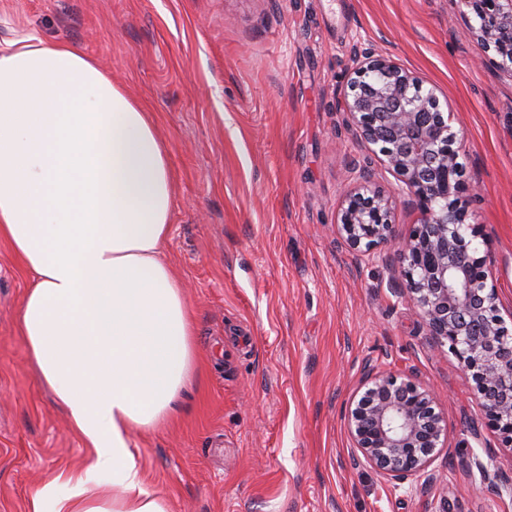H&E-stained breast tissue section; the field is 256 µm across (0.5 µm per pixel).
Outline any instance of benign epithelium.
<instances>
[{"mask_svg":"<svg viewBox=\"0 0 512 512\" xmlns=\"http://www.w3.org/2000/svg\"><path fill=\"white\" fill-rule=\"evenodd\" d=\"M472 13L475 33L492 52L488 62L512 77V0H460ZM336 111L357 138L372 146L398 184L385 190L371 158L353 163L358 175L343 194L338 232L357 262L388 267L394 293L415 308L431 343L448 346L482 399L486 423L512 445V331L497 304L488 254L467 222L469 187L458 162L453 114L441 110L434 90L388 56L360 46L356 66ZM420 213V223L397 242V202ZM356 464L376 470L398 487H422L441 475L429 470L444 447L447 427L432 391L412 374H392L367 364L346 407ZM468 473L512 494V477L474 454Z\"/></svg>","mask_w":512,"mask_h":512,"instance_id":"1","label":"benign epithelium"}]
</instances>
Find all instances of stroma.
<instances>
[{"label": "stroma", "mask_w": 512, "mask_h": 512, "mask_svg": "<svg viewBox=\"0 0 512 512\" xmlns=\"http://www.w3.org/2000/svg\"><path fill=\"white\" fill-rule=\"evenodd\" d=\"M455 0H0V46L26 34L94 57L153 112L175 199L164 258L181 281L198 354L171 420L132 434L142 486L169 512H512L471 479L470 454L512 476L448 348L357 263L336 229L352 160L367 149L336 110L370 43L454 112L469 213L512 311V78L485 63ZM31 286L0 241V512L89 454L18 329ZM434 391L447 443L424 490L354 465L345 405L364 363Z\"/></svg>", "instance_id": "35a3bbf8"}]
</instances>
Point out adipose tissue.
I'll return each instance as SVG.
<instances>
[{
	"mask_svg": "<svg viewBox=\"0 0 512 512\" xmlns=\"http://www.w3.org/2000/svg\"><path fill=\"white\" fill-rule=\"evenodd\" d=\"M173 198L153 114L96 60L35 35L0 49V239L33 278L19 330L90 450L31 512H168L141 486L130 434L168 418L193 368V318L163 255Z\"/></svg>",
	"mask_w": 512,
	"mask_h": 512,
	"instance_id": "1",
	"label": "adipose tissue"
}]
</instances>
